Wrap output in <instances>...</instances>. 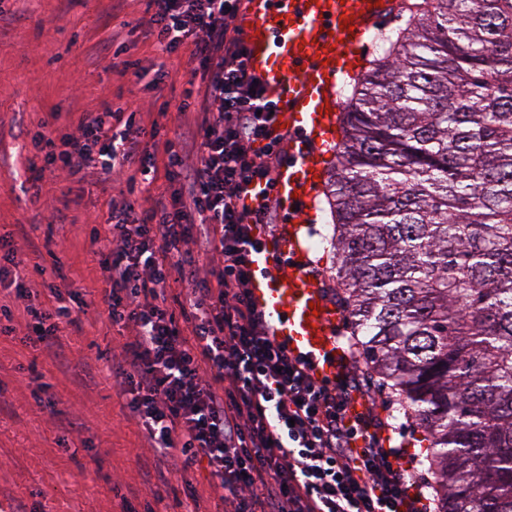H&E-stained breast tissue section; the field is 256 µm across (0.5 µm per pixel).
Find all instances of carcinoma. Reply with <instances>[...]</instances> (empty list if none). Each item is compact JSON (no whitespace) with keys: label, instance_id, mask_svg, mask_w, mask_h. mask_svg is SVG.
Returning a JSON list of instances; mask_svg holds the SVG:
<instances>
[{"label":"carcinoma","instance_id":"carcinoma-1","mask_svg":"<svg viewBox=\"0 0 512 512\" xmlns=\"http://www.w3.org/2000/svg\"><path fill=\"white\" fill-rule=\"evenodd\" d=\"M350 86L330 277L439 512H512V0H425Z\"/></svg>","mask_w":512,"mask_h":512}]
</instances>
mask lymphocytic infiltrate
Wrapping results in <instances>:
<instances>
[{
  "mask_svg": "<svg viewBox=\"0 0 512 512\" xmlns=\"http://www.w3.org/2000/svg\"><path fill=\"white\" fill-rule=\"evenodd\" d=\"M242 0H148L143 24L160 53L191 46L189 72L204 87L197 119L165 141L167 177L176 188L149 208L110 212L113 231L93 232L112 323L130 329L109 376L130 414L148 434L157 484L206 465L224 512H425L420 477L383 447L372 415L347 424L343 411L370 384L353 366L336 382H318L311 363L276 340L250 298V257L262 245L255 230L277 221L272 170L287 135L275 102L246 66L234 24ZM157 138L158 128L104 109L62 129L38 130L32 144L50 170L68 178L98 168L108 176L139 158L151 185L150 155L136 156L130 134ZM263 189L255 208L241 201ZM217 260L202 271L200 256ZM183 298H169L171 282ZM51 310L27 307L14 324L10 306L1 331L37 345L61 325L80 323L58 285Z\"/></svg>",
  "mask_w": 512,
  "mask_h": 512,
  "instance_id": "1",
  "label": "lymphocytic infiltrate"
}]
</instances>
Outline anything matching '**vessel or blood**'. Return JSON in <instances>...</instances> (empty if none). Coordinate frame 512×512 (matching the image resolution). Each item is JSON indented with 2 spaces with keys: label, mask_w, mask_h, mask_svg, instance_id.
<instances>
[{
  "label": "vessel or blood",
  "mask_w": 512,
  "mask_h": 512,
  "mask_svg": "<svg viewBox=\"0 0 512 512\" xmlns=\"http://www.w3.org/2000/svg\"><path fill=\"white\" fill-rule=\"evenodd\" d=\"M392 7L391 0H245L239 15L248 68L263 79L277 103L276 125L294 140L292 156L277 177L276 197L288 213L285 235L266 239L254 253L259 276L251 298L271 322L278 340L312 362V375L332 382L342 370L338 328L343 313L327 302L307 264L299 238L301 208L323 178L318 139L334 128L349 54L363 51L368 37ZM288 261L284 276H264L275 259Z\"/></svg>",
  "instance_id": "1"
}]
</instances>
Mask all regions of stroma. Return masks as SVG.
Returning <instances> with one entry per match:
<instances>
[{"label":"stroma","instance_id":"stroma-1","mask_svg":"<svg viewBox=\"0 0 512 512\" xmlns=\"http://www.w3.org/2000/svg\"><path fill=\"white\" fill-rule=\"evenodd\" d=\"M147 7L148 0H5L0 6V235L29 241L21 250L28 303L52 307V283L86 303L80 326L60 332L58 347H31L0 335V512H124L147 504L154 512H185L191 504L198 512L218 508L206 468L156 486L147 473L149 440L108 376L130 332L109 319L89 233L106 222L110 202L122 201L124 177L113 178L106 196L93 185L33 168L31 135L40 124L72 125L106 102L138 111L141 125L159 126L164 139L194 122L195 110L180 108L189 50L159 55L137 28ZM109 43L123 46L121 60L137 63L143 79L106 69L101 50ZM160 69L166 72L161 79ZM36 177L45 197L67 214L66 226L48 224L43 199L31 187ZM312 195L307 263L332 302L325 237L330 217L322 189ZM77 363L90 370L91 380L75 378ZM38 388L56 400L55 409L35 405L31 392ZM369 404L382 424L383 446L400 450L404 467L427 473L423 434L398 411L391 390L376 386Z\"/></svg>","mask_w":512,"mask_h":512}]
</instances>
